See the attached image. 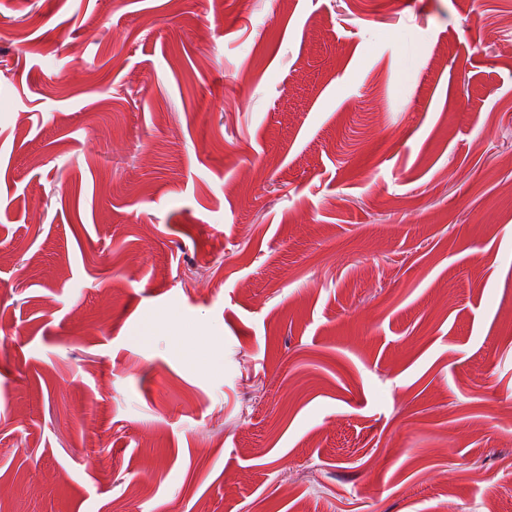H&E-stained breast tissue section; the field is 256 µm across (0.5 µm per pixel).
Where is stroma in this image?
I'll return each instance as SVG.
<instances>
[{"mask_svg": "<svg viewBox=\"0 0 512 512\" xmlns=\"http://www.w3.org/2000/svg\"><path fill=\"white\" fill-rule=\"evenodd\" d=\"M511 408L512 0H0V512H512Z\"/></svg>", "mask_w": 512, "mask_h": 512, "instance_id": "35a3bbf8", "label": "stroma"}]
</instances>
